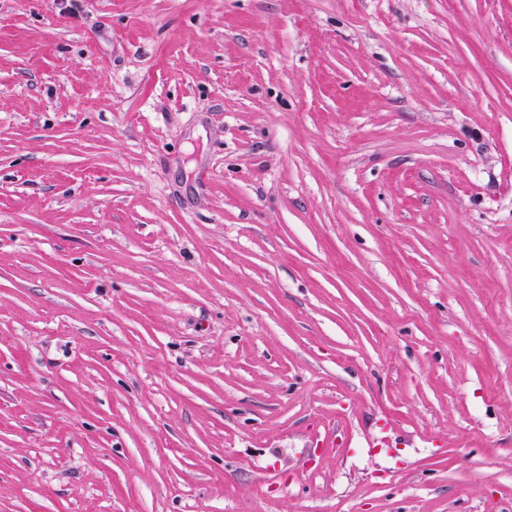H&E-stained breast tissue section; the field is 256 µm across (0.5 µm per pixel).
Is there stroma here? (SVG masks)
I'll return each mask as SVG.
<instances>
[{
	"label": "stroma",
	"instance_id": "stroma-1",
	"mask_svg": "<svg viewBox=\"0 0 512 512\" xmlns=\"http://www.w3.org/2000/svg\"><path fill=\"white\" fill-rule=\"evenodd\" d=\"M0 512H512V0H0Z\"/></svg>",
	"mask_w": 512,
	"mask_h": 512
}]
</instances>
